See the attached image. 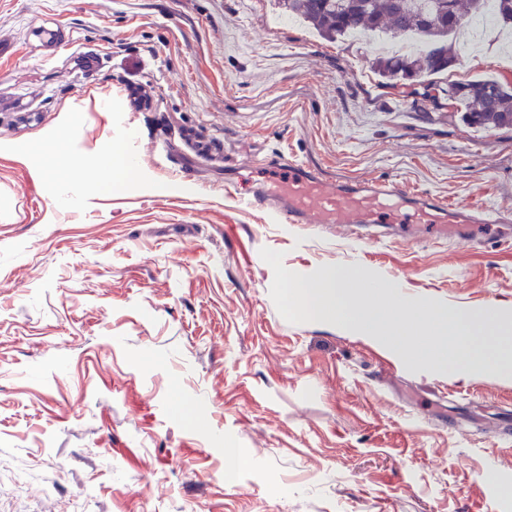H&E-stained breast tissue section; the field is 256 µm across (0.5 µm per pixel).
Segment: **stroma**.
I'll use <instances>...</instances> for the list:
<instances>
[{"label": "stroma", "mask_w": 512, "mask_h": 512, "mask_svg": "<svg viewBox=\"0 0 512 512\" xmlns=\"http://www.w3.org/2000/svg\"><path fill=\"white\" fill-rule=\"evenodd\" d=\"M39 21L71 42L45 56ZM497 39L442 82L512 69ZM0 41V512H512V378L290 323L260 255L481 312L512 305V236L349 239L224 187L295 160L512 207V129L386 94L372 38L326 41L274 0H0ZM63 126L74 159L133 150L134 172L94 196L42 180Z\"/></svg>", "instance_id": "1"}]
</instances>
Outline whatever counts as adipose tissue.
<instances>
[{
  "instance_id": "1",
  "label": "adipose tissue",
  "mask_w": 512,
  "mask_h": 512,
  "mask_svg": "<svg viewBox=\"0 0 512 512\" xmlns=\"http://www.w3.org/2000/svg\"><path fill=\"white\" fill-rule=\"evenodd\" d=\"M40 151L43 161L39 174L42 178L51 179L58 175H67L84 185L90 192L111 188L113 163L111 151L105 150L90 156L81 167H70L67 131L63 128L58 130L50 143L41 146Z\"/></svg>"
}]
</instances>
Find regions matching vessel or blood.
<instances>
[{
    "mask_svg": "<svg viewBox=\"0 0 512 512\" xmlns=\"http://www.w3.org/2000/svg\"><path fill=\"white\" fill-rule=\"evenodd\" d=\"M241 202L278 224L313 225L353 233L369 224H422L449 234L492 245L512 210L458 206L444 208L431 197L407 189L399 179L348 180L331 183L317 169L286 163L278 179L236 183Z\"/></svg>",
    "mask_w": 512,
    "mask_h": 512,
    "instance_id": "b4317fda",
    "label": "vessel or blood"
}]
</instances>
